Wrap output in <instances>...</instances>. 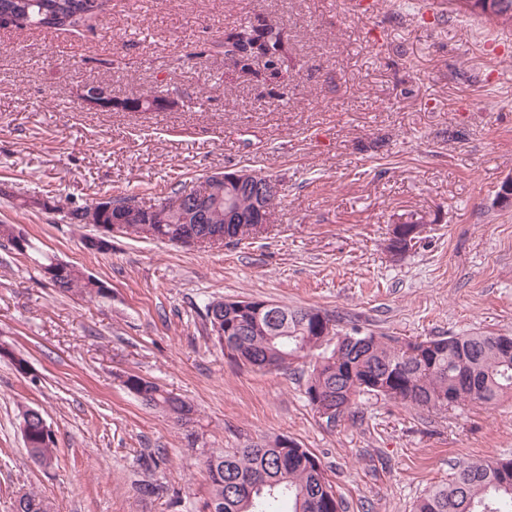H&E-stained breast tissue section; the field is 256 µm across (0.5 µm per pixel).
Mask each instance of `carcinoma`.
Here are the masks:
<instances>
[{"label": "carcinoma", "instance_id": "1", "mask_svg": "<svg viewBox=\"0 0 512 512\" xmlns=\"http://www.w3.org/2000/svg\"><path fill=\"white\" fill-rule=\"evenodd\" d=\"M108 7V0H0V25L19 30L40 28L56 31L91 30ZM250 55L232 62L233 72L260 84L288 86V48L281 45L277 69L252 70ZM166 89L119 103L131 112L162 110L157 101ZM153 205L128 212L125 223L155 220L167 227L197 224L200 232L220 230L246 238L245 225H224L231 207L245 221L256 219V196L247 189L210 190L198 205L187 197V187L173 186L154 198ZM52 285L62 293L100 296L81 271L70 273ZM317 309L279 304L259 314L247 307L224 304V336L214 337L235 362L258 370H279L300 359H309L305 393L323 388L336 407L350 408L356 397L383 396L426 409H448L474 403L493 405L512 396V354L501 349L512 336L466 333L403 340L394 336L336 328L332 318L319 319ZM124 386L147 405L159 408L179 421H187L193 407L155 382L136 374L126 375ZM42 413L29 408L22 413L30 437L31 456L56 461L53 435L43 438ZM208 497L201 512H342V501L321 462L309 449L284 435L253 441L242 448L216 449L205 458ZM16 512H47L45 500L36 494L21 496ZM413 512H512V460L466 462L458 465L448 482L430 488Z\"/></svg>", "mask_w": 512, "mask_h": 512}]
</instances>
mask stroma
<instances>
[{
	"instance_id": "1",
	"label": "stroma",
	"mask_w": 512,
	"mask_h": 512,
	"mask_svg": "<svg viewBox=\"0 0 512 512\" xmlns=\"http://www.w3.org/2000/svg\"><path fill=\"white\" fill-rule=\"evenodd\" d=\"M264 13L288 32V97L233 76L213 43ZM168 86L159 112L84 108ZM246 166L277 179L266 234L186 248L116 235L88 250L89 224L21 208L42 194L82 205L146 202L161 189ZM512 26L454 12L449 0H111L93 31L0 29V512L25 493L51 512H198L216 448L288 436L321 461L345 512H412L454 465L512 459V397L447 411L361 396L336 425L316 414L303 362L237 365L205 317L212 300L262 298L314 308L341 329L407 340L512 336ZM427 229L393 258V224ZM46 253L103 282L66 296ZM133 373L190 402V422L146 406ZM42 412L56 437L38 466L19 429ZM156 455L157 466L144 461ZM162 484L148 497L141 480ZM77 94L81 104L89 110H111L115 104L111 92L104 86H83Z\"/></svg>"
}]
</instances>
